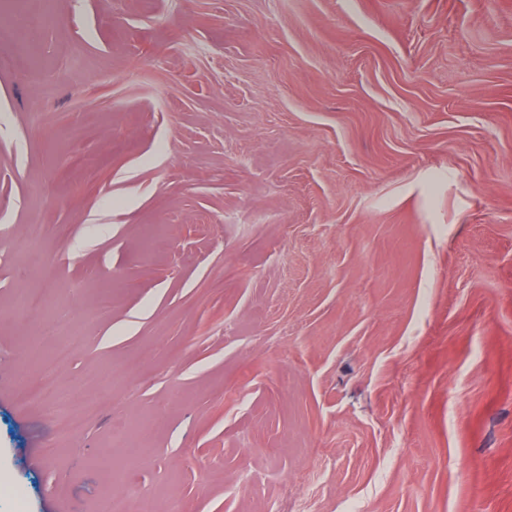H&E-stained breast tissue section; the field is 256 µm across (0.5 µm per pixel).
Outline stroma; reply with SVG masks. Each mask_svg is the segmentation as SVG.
<instances>
[{"mask_svg": "<svg viewBox=\"0 0 512 512\" xmlns=\"http://www.w3.org/2000/svg\"><path fill=\"white\" fill-rule=\"evenodd\" d=\"M53 7L0 65V512H512V0ZM60 342L71 410L113 377L74 433L17 397ZM48 299L49 297L46 294L35 290L23 302L24 310L27 314L38 316L43 321L36 331V334L39 336H42L46 332L52 333L50 330L45 328H47L48 325L59 323L55 309L48 305Z\"/></svg>", "mask_w": 512, "mask_h": 512, "instance_id": "stroma-1", "label": "stroma"}]
</instances>
